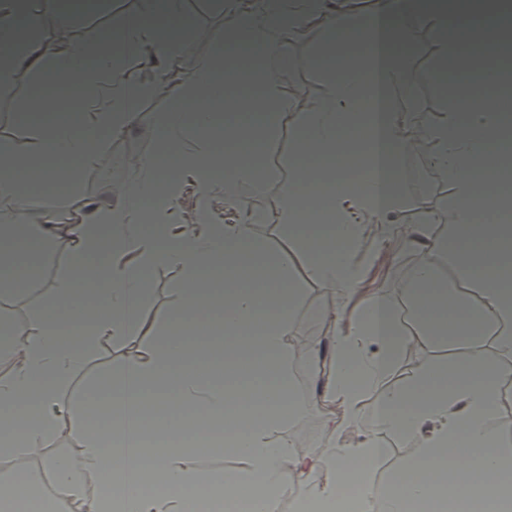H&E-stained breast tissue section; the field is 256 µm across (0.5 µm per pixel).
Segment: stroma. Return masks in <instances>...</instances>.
Segmentation results:
<instances>
[{"instance_id":"obj_1","label":"stroma","mask_w":512,"mask_h":512,"mask_svg":"<svg viewBox=\"0 0 512 512\" xmlns=\"http://www.w3.org/2000/svg\"><path fill=\"white\" fill-rule=\"evenodd\" d=\"M138 7V0H100L95 13H78L71 17L70 35L81 41L106 43L113 30L125 18L135 14ZM184 9L189 52L181 58L178 68L188 72L195 68L200 59L213 52L214 40L224 29V15L216 0H185ZM402 39L408 74L405 82L394 88L393 95L408 113L438 117L444 107L443 92L433 81L422 82L417 78L420 71L431 72L438 67L434 54V35L410 18L404 23ZM322 40V33L313 28L292 42L288 60L278 74L280 92L284 98L304 106L321 96L324 78L308 68L306 61ZM43 84L40 76L23 73L11 87L0 89V134L12 143L15 152L21 156L30 154L35 147L37 128L26 121L25 114L34 97V89ZM168 105L169 98L162 91L145 99L140 120L108 141V157L131 161L154 152L157 148L154 116L166 111ZM292 118V113H282L277 120L274 137L262 145L261 150L267 155L265 175L255 187L248 190L247 195L250 205L269 218L268 223L257 225V235L297 270L301 288L295 312V330L289 339L288 367L294 391L310 406L311 412L304 419L287 422L279 434L298 447L317 450L331 442L327 434L326 418L341 415L342 410L335 404L320 405L309 370V356L302 349L301 342L307 338L321 343L327 341V326L312 324L308 312L313 308L335 307L336 294L332 288L309 276L302 256L289 243L281 225L275 221L279 210V187L292 174L288 164L290 155L295 152V142L291 135ZM398 166L400 186L405 194L411 199L425 201L443 216L442 221L431 224V234L438 238L448 234L449 226L444 216L449 212L452 195L449 179L423 156L405 154L400 158ZM86 198H95L105 203L117 200L112 183L101 182L94 168L83 169L78 181L65 185L61 192L36 193L32 196L36 206L62 218ZM426 258L422 252L411 248L403 236L388 234L383 224L370 226L367 238L354 255L356 262L369 267V287L389 298L398 315L401 331L415 339L413 350L403 353L392 368L389 378L394 382L405 380L419 360L428 359L448 365L464 354L463 347L438 345L416 333V326L400 287L411 279L416 267ZM68 265L69 255L65 248L47 253L41 261L39 277L31 288L22 289L8 298L7 303L19 324L28 325L38 314L45 288L64 273ZM179 278L177 270L166 266L151 270L146 284L145 311L148 316L162 323L179 311L181 299L176 292Z\"/></svg>"}]
</instances>
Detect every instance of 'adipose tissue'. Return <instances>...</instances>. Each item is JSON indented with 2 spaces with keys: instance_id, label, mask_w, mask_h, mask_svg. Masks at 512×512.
<instances>
[{
  "instance_id": "ef3b65f1",
  "label": "adipose tissue",
  "mask_w": 512,
  "mask_h": 512,
  "mask_svg": "<svg viewBox=\"0 0 512 512\" xmlns=\"http://www.w3.org/2000/svg\"><path fill=\"white\" fill-rule=\"evenodd\" d=\"M94 0H59L58 22L49 34L57 45L46 55L34 38L36 0H0V85L23 72L49 82L77 83L84 91L79 111L54 112L40 123L38 156L76 160L59 171L19 162L10 143L0 144V297L14 293L33 258L67 245V271L56 279L26 332L0 322V501L35 493L26 457L40 452L53 430L73 422L94 401L105 427L85 430L77 456H47L43 470L56 491L54 512H187L189 503L214 495L248 494L257 512H274L294 497L296 512H339L345 490L363 487L359 512H406L420 499L449 497L498 507L512 500V439L495 424L501 382L512 377V225L490 224L503 200L493 144L506 114L478 93L487 84L512 81L495 61H474L479 32L498 43L512 42V0H375L358 11L353 0H261L246 8L224 4L219 43L259 47L258 97H229L236 79L233 53L215 52L195 70L172 78L189 51L183 41L161 39L158 20L179 22L184 0H140L108 45L77 43L67 32L72 10ZM417 17L435 35L440 65H455L448 107L433 121L410 126L392 94L403 76L401 31ZM324 34V46L307 60L326 88L315 102L294 112L278 88L277 73L292 41L310 28ZM149 60L153 73L135 75L125 57ZM166 91L170 108L159 113L158 149L141 157L120 192L117 206L88 199L67 223L36 214L25 187L73 183L84 167L102 168L106 143L140 115L143 100ZM231 101L260 116L249 136L256 142L274 132V112L293 111L302 155L341 158L359 171L357 179L337 175L327 185L313 167L291 161L292 175L280 186L279 221L302 254L312 276L333 288L332 310L312 312L313 322L333 326L332 362L320 385L323 401L339 403L340 419H328L330 447L298 448L278 438L287 421L310 408L291 388L288 340L293 334L296 276L256 234L263 213L245 198L258 181L249 162L228 155L216 162L202 148L188 149L183 133L194 127L206 138H239L233 122L218 124L214 107ZM356 137L359 150L344 149ZM431 147V160L454 187L447 238L429 232L435 211L401 191L397 161L416 146ZM197 197L192 223L172 214L184 186ZM223 190L239 217L216 224L211 198ZM323 207H315L316 199ZM410 216L403 230L416 247L448 253L459 287H450L431 262L417 267L401 292L423 331L441 344L466 349L455 370L431 361L398 386L387 378L399 354L412 349L388 298L365 288V266L352 255L369 225ZM179 269L178 292L193 314L185 327L168 330L143 311L150 269ZM498 356L489 358L485 338ZM139 339L142 348L105 373L108 389H87L68 397L85 360L108 342ZM224 341V358L258 368L248 382L218 383L213 375V341ZM379 393L370 433L355 437L363 398ZM219 421L224 444L239 462L235 479L197 467L182 449L147 450L149 432L175 427L181 414ZM253 414L248 429L243 415ZM415 442L412 455L392 459L387 438ZM392 475L376 484L383 466ZM457 480L447 485L442 473ZM101 492L87 493L89 483Z\"/></svg>"
}]
</instances>
